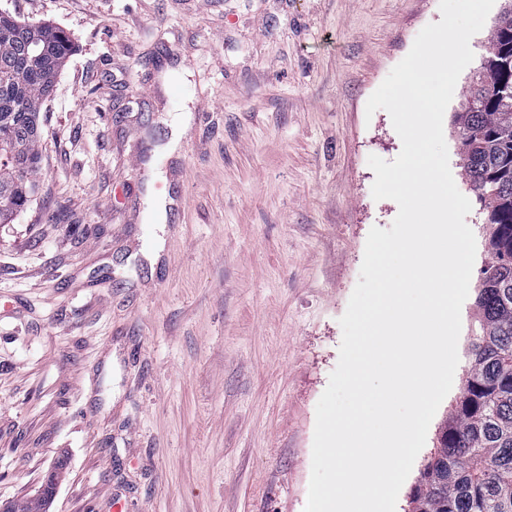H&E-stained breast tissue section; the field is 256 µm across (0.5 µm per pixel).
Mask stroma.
Listing matches in <instances>:
<instances>
[{
    "mask_svg": "<svg viewBox=\"0 0 512 512\" xmlns=\"http://www.w3.org/2000/svg\"><path fill=\"white\" fill-rule=\"evenodd\" d=\"M78 45L41 112L39 190L0 224V502L50 471V512H304L316 406L372 227L366 103L439 0H0ZM443 120L457 188L453 114ZM180 148L159 156L181 113ZM174 200L151 221L147 162ZM163 234L149 263L143 250ZM461 310L460 395L478 325Z\"/></svg>",
    "mask_w": 512,
    "mask_h": 512,
    "instance_id": "1",
    "label": "stroma"
}]
</instances>
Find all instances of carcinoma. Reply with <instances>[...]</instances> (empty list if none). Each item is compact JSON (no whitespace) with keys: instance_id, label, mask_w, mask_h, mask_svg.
Returning a JSON list of instances; mask_svg holds the SVG:
<instances>
[{"instance_id":"cac0c4a2","label":"carcinoma","mask_w":512,"mask_h":512,"mask_svg":"<svg viewBox=\"0 0 512 512\" xmlns=\"http://www.w3.org/2000/svg\"><path fill=\"white\" fill-rule=\"evenodd\" d=\"M485 51L483 76L464 90L455 116L462 176L491 228L476 297L478 332L411 512H512V8L500 15ZM73 52L64 29L0 12V224L31 201L40 112ZM57 479L50 475L39 496L11 503V512H46Z\"/></svg>"}]
</instances>
